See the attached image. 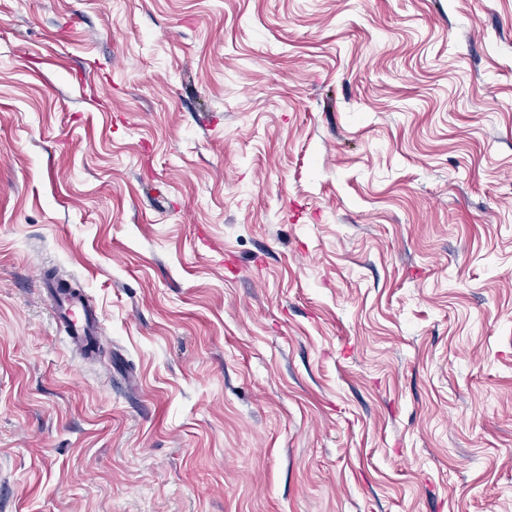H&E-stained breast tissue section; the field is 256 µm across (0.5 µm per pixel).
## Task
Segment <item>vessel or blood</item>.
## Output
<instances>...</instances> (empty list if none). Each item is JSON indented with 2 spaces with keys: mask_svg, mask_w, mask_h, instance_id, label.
<instances>
[{
  "mask_svg": "<svg viewBox=\"0 0 512 512\" xmlns=\"http://www.w3.org/2000/svg\"><path fill=\"white\" fill-rule=\"evenodd\" d=\"M48 297L58 321L66 324L69 339L73 344L88 346L90 341L99 340L101 322L95 306L82 293L64 291L51 285L47 288Z\"/></svg>",
  "mask_w": 512,
  "mask_h": 512,
  "instance_id": "obj_1",
  "label": "vessel or blood"
}]
</instances>
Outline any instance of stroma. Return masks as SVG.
<instances>
[{
  "label": "stroma",
  "mask_w": 512,
  "mask_h": 512,
  "mask_svg": "<svg viewBox=\"0 0 512 512\" xmlns=\"http://www.w3.org/2000/svg\"><path fill=\"white\" fill-rule=\"evenodd\" d=\"M0 512H512V0H0ZM47 292L56 318L69 328L68 338L73 344L86 348L90 340L98 342L102 330L99 315L83 293L63 291L52 284L47 287Z\"/></svg>",
  "instance_id": "1"
}]
</instances>
